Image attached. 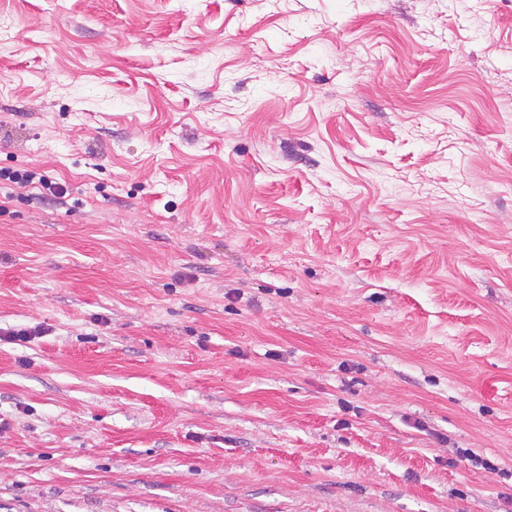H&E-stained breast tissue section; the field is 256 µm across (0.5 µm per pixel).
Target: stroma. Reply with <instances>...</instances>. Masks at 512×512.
Segmentation results:
<instances>
[{"label":"stroma","mask_w":512,"mask_h":512,"mask_svg":"<svg viewBox=\"0 0 512 512\" xmlns=\"http://www.w3.org/2000/svg\"><path fill=\"white\" fill-rule=\"evenodd\" d=\"M23 168L0 512H512V0H0ZM0 178L1 180H8L18 188H26L29 186L39 188L42 190V195L63 197L67 193L58 183H53L46 175L31 169L0 171Z\"/></svg>","instance_id":"1"}]
</instances>
